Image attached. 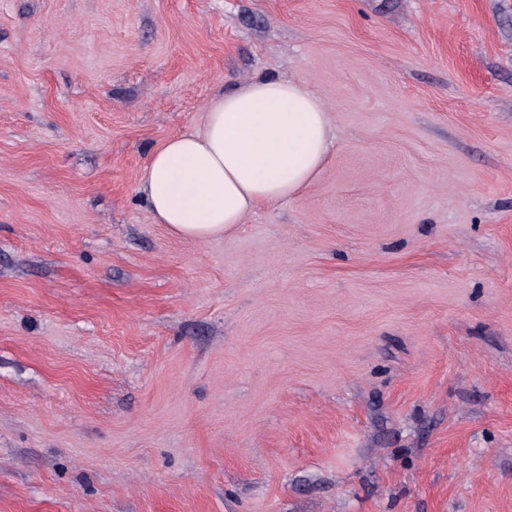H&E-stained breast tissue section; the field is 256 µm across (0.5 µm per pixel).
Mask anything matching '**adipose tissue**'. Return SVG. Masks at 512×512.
Masks as SVG:
<instances>
[{
	"instance_id": "adipose-tissue-1",
	"label": "adipose tissue",
	"mask_w": 512,
	"mask_h": 512,
	"mask_svg": "<svg viewBox=\"0 0 512 512\" xmlns=\"http://www.w3.org/2000/svg\"><path fill=\"white\" fill-rule=\"evenodd\" d=\"M333 139L317 94L289 79L253 80L210 101L197 130L154 150L140 191L156 223L207 241L312 185Z\"/></svg>"
}]
</instances>
